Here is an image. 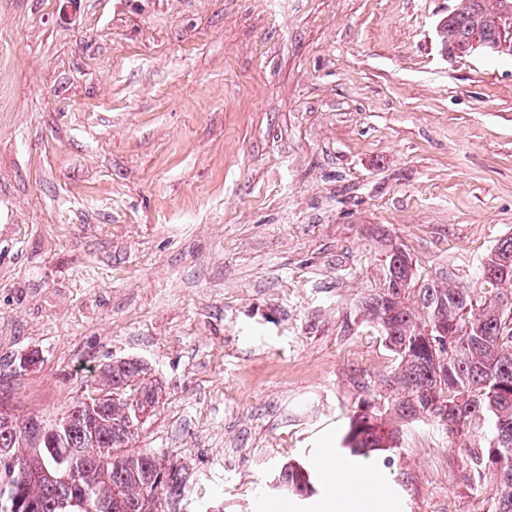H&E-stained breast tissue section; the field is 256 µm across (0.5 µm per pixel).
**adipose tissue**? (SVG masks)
Instances as JSON below:
<instances>
[{
	"instance_id": "ef3b65f1",
	"label": "adipose tissue",
	"mask_w": 512,
	"mask_h": 512,
	"mask_svg": "<svg viewBox=\"0 0 512 512\" xmlns=\"http://www.w3.org/2000/svg\"><path fill=\"white\" fill-rule=\"evenodd\" d=\"M327 485H340L343 497L329 500L330 512H382L391 504L393 495L388 486L371 471L356 468L339 459L332 451H324L318 459Z\"/></svg>"
}]
</instances>
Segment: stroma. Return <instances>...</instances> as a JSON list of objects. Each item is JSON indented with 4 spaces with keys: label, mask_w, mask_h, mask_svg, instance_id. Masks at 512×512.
I'll return each mask as SVG.
<instances>
[{
    "label": "stroma",
    "mask_w": 512,
    "mask_h": 512,
    "mask_svg": "<svg viewBox=\"0 0 512 512\" xmlns=\"http://www.w3.org/2000/svg\"><path fill=\"white\" fill-rule=\"evenodd\" d=\"M457 3L0 0V400L52 420L143 360L165 512H319L342 488L272 480L326 448L394 512H493L434 422L343 445L403 395L365 310L386 256L476 285L512 235V58L444 59ZM389 410L391 408L382 412L369 405L351 421L345 437L350 453L365 455L367 451L387 450L400 445L403 432L398 426L386 422L385 416Z\"/></svg>",
    "instance_id": "stroma-1"
}]
</instances>
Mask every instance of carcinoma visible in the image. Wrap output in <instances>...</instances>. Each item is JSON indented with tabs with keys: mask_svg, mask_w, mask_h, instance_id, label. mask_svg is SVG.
I'll use <instances>...</instances> for the list:
<instances>
[{
	"mask_svg": "<svg viewBox=\"0 0 512 512\" xmlns=\"http://www.w3.org/2000/svg\"><path fill=\"white\" fill-rule=\"evenodd\" d=\"M506 15L512 16V0H461L444 18L441 49L455 57L477 41L492 55L512 56V42L500 36ZM480 271L496 287L489 296L480 288L425 283L395 249L384 260V283L369 313L397 356L390 383L404 396L393 414L434 419L460 432L467 480L477 489L490 487L494 512H512L511 236L483 259ZM411 299L422 316L408 306ZM148 373L134 358L100 368L102 387L118 396L92 408L73 402L67 416L46 423L58 429L51 441H33L0 418V512H165V502L182 492L180 468L151 450H130L135 433L122 426L130 396L147 404L159 399ZM386 415L369 405L351 421L350 453L400 445L403 432ZM278 477L287 490L316 493L317 474L300 462L284 463Z\"/></svg>",
	"mask_w": 512,
	"mask_h": 512,
	"instance_id": "obj_1",
	"label": "carcinoma"
}]
</instances>
